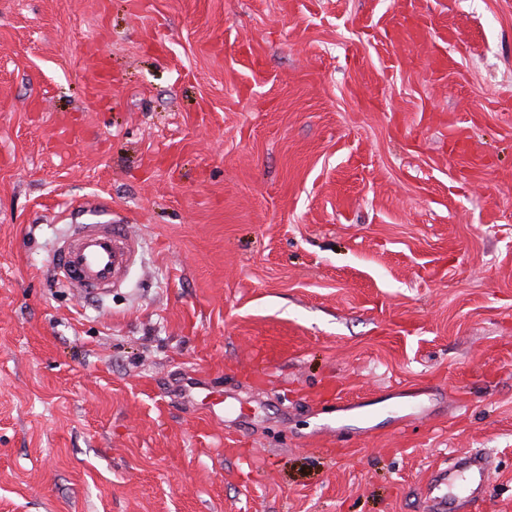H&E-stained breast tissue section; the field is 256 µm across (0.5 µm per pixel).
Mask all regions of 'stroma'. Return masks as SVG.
Returning a JSON list of instances; mask_svg holds the SVG:
<instances>
[{"mask_svg":"<svg viewBox=\"0 0 512 512\" xmlns=\"http://www.w3.org/2000/svg\"><path fill=\"white\" fill-rule=\"evenodd\" d=\"M476 451L512 512V0H0V512H424ZM72 221L71 233L54 257V269L67 288L78 295H102L121 286L137 254V241L127 224Z\"/></svg>","mask_w":512,"mask_h":512,"instance_id":"1","label":"stroma"}]
</instances>
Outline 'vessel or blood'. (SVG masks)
Returning <instances> with one entry per match:
<instances>
[{"mask_svg":"<svg viewBox=\"0 0 512 512\" xmlns=\"http://www.w3.org/2000/svg\"><path fill=\"white\" fill-rule=\"evenodd\" d=\"M104 210L100 203L78 205L79 218L72 221L71 232L54 257L58 278L84 298L121 286L137 254L136 239L128 225L98 220V213ZM488 478L485 457L471 454L460 471H445L431 482L430 512H460L473 507L481 501Z\"/></svg>","mask_w":512,"mask_h":512,"instance_id":"b4317fda","label":"vessel or blood"}]
</instances>
